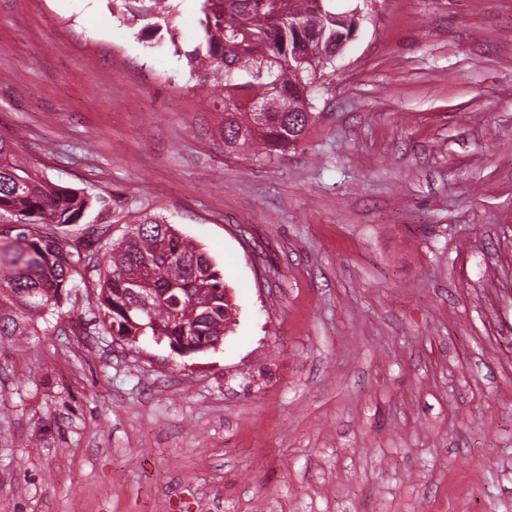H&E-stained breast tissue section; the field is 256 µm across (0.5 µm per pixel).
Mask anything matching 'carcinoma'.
I'll use <instances>...</instances> for the list:
<instances>
[{
  "label": "carcinoma",
  "mask_w": 512,
  "mask_h": 512,
  "mask_svg": "<svg viewBox=\"0 0 512 512\" xmlns=\"http://www.w3.org/2000/svg\"><path fill=\"white\" fill-rule=\"evenodd\" d=\"M141 30L172 33L176 0H115ZM202 35L185 53L222 103L224 147L270 157L298 144L314 119L309 75L335 57L336 38L352 35L328 0H200ZM306 52L307 61L295 55ZM262 106L261 119L252 109ZM93 198L40 176L0 138V217L14 238L0 245V339L34 336L78 287L87 255L43 232L76 224ZM97 313L114 336H190L201 349L232 323L221 271L202 249L159 216L146 214L97 261Z\"/></svg>",
  "instance_id": "1"
}]
</instances>
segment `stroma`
<instances>
[{"mask_svg":"<svg viewBox=\"0 0 512 512\" xmlns=\"http://www.w3.org/2000/svg\"><path fill=\"white\" fill-rule=\"evenodd\" d=\"M359 28L297 146L225 150L181 0H0V138L103 198L52 227L98 257L175 224L236 304L184 357L95 325L0 341L8 512H512V0H333ZM180 0H115L122 6L123 13L130 14L133 22L142 21L141 31L150 32L153 36L163 28L166 33H172L178 3Z\"/></svg>","mask_w":512,"mask_h":512,"instance_id":"35a3bbf8","label":"stroma"}]
</instances>
